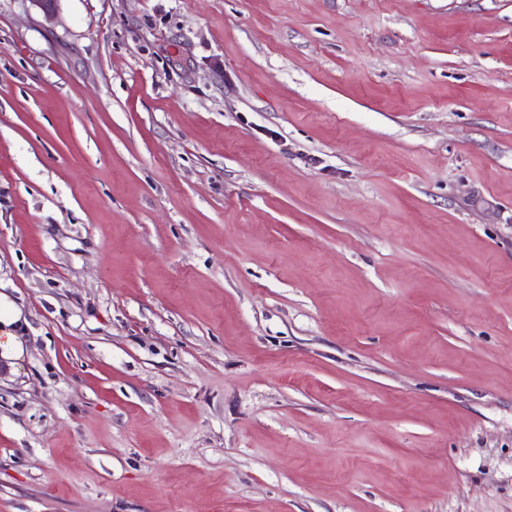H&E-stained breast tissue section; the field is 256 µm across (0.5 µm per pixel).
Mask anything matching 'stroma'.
<instances>
[{"instance_id":"1","label":"stroma","mask_w":512,"mask_h":512,"mask_svg":"<svg viewBox=\"0 0 512 512\" xmlns=\"http://www.w3.org/2000/svg\"><path fill=\"white\" fill-rule=\"evenodd\" d=\"M0 512H512V0H0Z\"/></svg>"}]
</instances>
